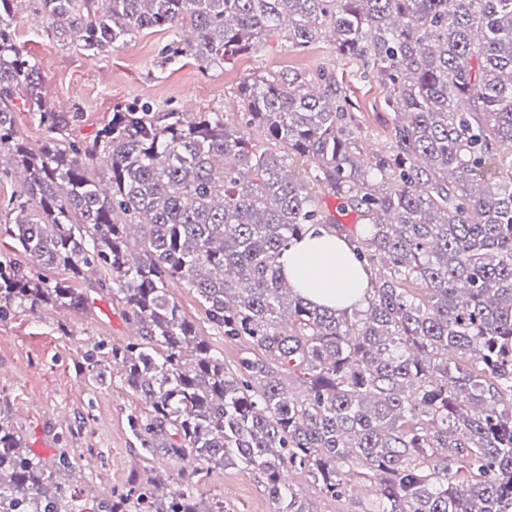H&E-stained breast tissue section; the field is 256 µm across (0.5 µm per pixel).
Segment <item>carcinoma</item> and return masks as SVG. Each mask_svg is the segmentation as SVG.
<instances>
[{"instance_id": "carcinoma-1", "label": "carcinoma", "mask_w": 512, "mask_h": 512, "mask_svg": "<svg viewBox=\"0 0 512 512\" xmlns=\"http://www.w3.org/2000/svg\"><path fill=\"white\" fill-rule=\"evenodd\" d=\"M24 5L96 53L171 31L161 65L205 71L261 55L273 35L294 49L331 37L386 86L388 145L364 161L323 68L243 79V126L133 105L84 146L15 40ZM16 100L46 129L41 145L16 128ZM2 155L0 182L22 186L0 234L39 271L0 254V319L84 310L51 276L60 268L107 278L138 337L84 371L98 383L121 367L145 405L132 436L189 469L168 500L150 478L110 512H224L196 486L226 463L260 471L278 512H309L285 482L292 468L335 499L355 478L378 484L374 512H512V0H0ZM287 156L312 165L296 179ZM325 195L358 223L339 222ZM312 224L371 271L366 309L316 305L285 279L281 253ZM172 280L255 356L215 357ZM296 375L301 396L286 383ZM66 472L0 419V512H73Z\"/></svg>"}]
</instances>
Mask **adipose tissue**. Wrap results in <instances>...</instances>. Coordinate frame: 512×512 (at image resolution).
Here are the masks:
<instances>
[{
  "mask_svg": "<svg viewBox=\"0 0 512 512\" xmlns=\"http://www.w3.org/2000/svg\"><path fill=\"white\" fill-rule=\"evenodd\" d=\"M284 276L312 302L334 309L366 307L368 275L346 243L327 231L308 234L279 258Z\"/></svg>",
  "mask_w": 512,
  "mask_h": 512,
  "instance_id": "1",
  "label": "adipose tissue"
}]
</instances>
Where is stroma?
<instances>
[{"mask_svg": "<svg viewBox=\"0 0 512 512\" xmlns=\"http://www.w3.org/2000/svg\"><path fill=\"white\" fill-rule=\"evenodd\" d=\"M15 33L52 88L49 104L62 112H77L71 136L87 144L116 109L133 103L150 105L158 112H220L225 122L238 125L244 106L235 90L245 77L288 78L318 68L334 70L341 77L366 151L380 149L388 141L390 117L382 84L375 78H360L358 63L337 59L333 42L323 38L300 52L273 38L261 56L244 55L203 72L191 63L161 66L160 51L173 37L169 31L136 33L101 54L48 36L43 26L24 15ZM71 285L87 296L85 311L65 316L50 309L38 315L21 310L0 319V410L38 457L51 463L63 454L74 462L66 476L65 494L78 512H101L113 493L132 481L151 473L176 478L184 465L160 454L149 455L132 438L128 418L140 411L141 404L120 376L99 385L83 373L88 353L100 355L112 344L128 340L129 323L122 306L101 286L99 274L86 272ZM169 295L227 366L254 356L250 341L225 337L207 320L192 289L174 282ZM286 478L310 512H372L374 508L373 487L334 499L322 494L304 473L292 470ZM197 492L206 501L223 503L225 512H276L278 508L263 475L243 466L212 469Z\"/></svg>", "mask_w": 512, "mask_h": 512, "instance_id": "35a3bbf8", "label": "stroma"}]
</instances>
